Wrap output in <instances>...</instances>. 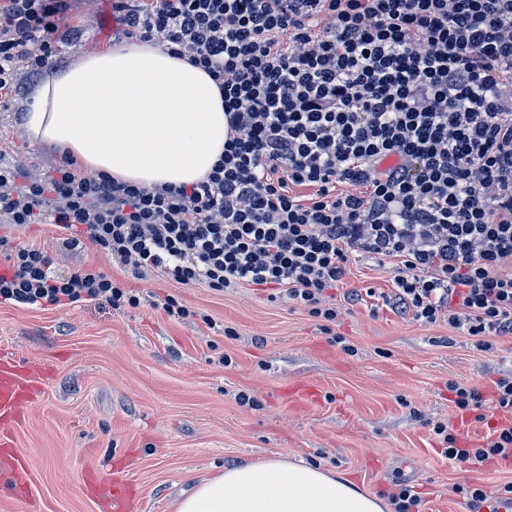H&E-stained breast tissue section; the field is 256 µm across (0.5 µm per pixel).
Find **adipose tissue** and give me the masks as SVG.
Segmentation results:
<instances>
[{"label": "adipose tissue", "instance_id": "1", "mask_svg": "<svg viewBox=\"0 0 512 512\" xmlns=\"http://www.w3.org/2000/svg\"><path fill=\"white\" fill-rule=\"evenodd\" d=\"M24 128L85 170L135 184H192L224 151V99L202 68L136 39L82 56L33 86ZM175 512H384L377 497L302 462L225 468Z\"/></svg>", "mask_w": 512, "mask_h": 512}]
</instances>
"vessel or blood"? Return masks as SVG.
Returning a JSON list of instances; mask_svg holds the SVG:
<instances>
[{
    "mask_svg": "<svg viewBox=\"0 0 512 512\" xmlns=\"http://www.w3.org/2000/svg\"><path fill=\"white\" fill-rule=\"evenodd\" d=\"M35 371L19 369L14 357L0 354V447L13 445L14 434L25 416V408L38 390ZM111 490L107 499L109 512H129L130 502L125 491L124 474L110 477Z\"/></svg>",
    "mask_w": 512,
    "mask_h": 512,
    "instance_id": "vessel-or-blood-1",
    "label": "vessel or blood"
}]
</instances>
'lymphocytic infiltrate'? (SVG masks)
I'll list each match as a JSON object with an SVG mask.
<instances>
[{
	"instance_id": "1",
	"label": "lymphocytic infiltrate",
	"mask_w": 512,
	"mask_h": 512,
	"mask_svg": "<svg viewBox=\"0 0 512 512\" xmlns=\"http://www.w3.org/2000/svg\"><path fill=\"white\" fill-rule=\"evenodd\" d=\"M67 0H0V109L57 68ZM125 38L202 67L224 98V152L202 180L142 186L0 161V302L113 309L138 289L94 264L63 275L10 231L54 225L134 276L272 286L335 322L353 253L394 264L385 305L493 350L512 337V0H112ZM345 192H337V185ZM309 195H300V188ZM500 414L486 444L433 432L448 460L512 461V371L451 384Z\"/></svg>"
}]
</instances>
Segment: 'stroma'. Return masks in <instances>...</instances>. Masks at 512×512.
<instances>
[{"label":"stroma","mask_w":512,"mask_h":512,"mask_svg":"<svg viewBox=\"0 0 512 512\" xmlns=\"http://www.w3.org/2000/svg\"><path fill=\"white\" fill-rule=\"evenodd\" d=\"M56 35L70 63L109 49L118 36L111 0H71ZM0 156L41 173L60 154L27 139L15 102L0 111ZM11 235L47 250L60 272L94 262L127 276L94 249L61 250L52 225ZM393 276L389 262L354 254L332 296L342 299L347 287L373 294L345 306L327 331L268 288L217 294L151 273L131 280L145 296L136 308L0 303V349L47 370L14 435L26 475L0 476V512H105L114 469L132 485V512H175L199 481L268 458L321 467L379 498L407 483L425 512H471L457 486L494 492L512 481V466L448 461L432 428L442 422L472 444L486 442V424L457 411L448 385L485 388L512 370V339L484 352L447 323L393 312L378 298ZM169 293L207 311L213 326L156 308ZM228 326L234 335H225ZM333 334L342 344L330 343ZM241 393L252 405L238 403Z\"/></svg>","instance_id":"obj_1"}]
</instances>
